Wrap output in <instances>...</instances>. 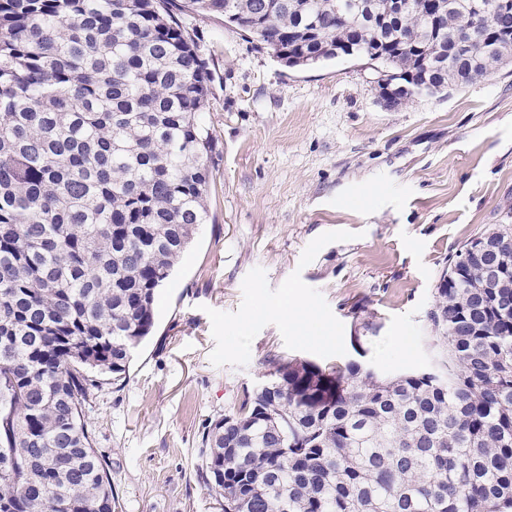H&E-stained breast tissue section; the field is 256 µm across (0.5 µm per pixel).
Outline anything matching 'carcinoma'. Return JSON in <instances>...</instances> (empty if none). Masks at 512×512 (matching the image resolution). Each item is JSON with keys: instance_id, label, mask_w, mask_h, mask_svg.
<instances>
[{"instance_id": "cac0c4a2", "label": "carcinoma", "mask_w": 512, "mask_h": 512, "mask_svg": "<svg viewBox=\"0 0 512 512\" xmlns=\"http://www.w3.org/2000/svg\"><path fill=\"white\" fill-rule=\"evenodd\" d=\"M385 2L0 0V512H112L86 409L208 219L210 73L178 15L290 67L365 59L384 87L512 61L499 0H410L381 29ZM479 11L497 24L452 52ZM427 319L443 374L269 358L202 434L222 512H512L511 224L463 245Z\"/></svg>"}]
</instances>
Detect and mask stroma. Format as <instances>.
Wrapping results in <instances>:
<instances>
[{"label":"stroma","mask_w":512,"mask_h":512,"mask_svg":"<svg viewBox=\"0 0 512 512\" xmlns=\"http://www.w3.org/2000/svg\"><path fill=\"white\" fill-rule=\"evenodd\" d=\"M182 22L210 72V219L126 381L93 397L114 512H220L201 431L270 355L443 372L439 278L467 240L512 224V66L391 108L365 61L292 69L223 17Z\"/></svg>","instance_id":"35a3bbf8"}]
</instances>
